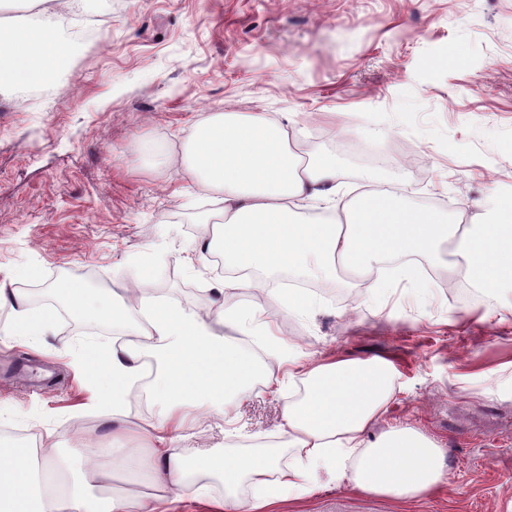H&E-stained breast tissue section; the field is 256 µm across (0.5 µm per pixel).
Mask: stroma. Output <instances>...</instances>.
Segmentation results:
<instances>
[{
    "mask_svg": "<svg viewBox=\"0 0 512 512\" xmlns=\"http://www.w3.org/2000/svg\"><path fill=\"white\" fill-rule=\"evenodd\" d=\"M95 2L64 19L96 34L72 44L44 93L0 91V280L36 311L48 283L136 281L188 310H258L314 358L389 357L395 400L373 431L421 430L445 451V481L397 502L329 479L281 512H512V291L462 298L447 257L432 254L410 278L401 261L384 267L380 302L350 275L328 279L336 297L313 294L305 314L226 288L195 250L223 223L222 204L178 162L207 114L264 112L287 123L297 153L337 159L336 213L393 189L412 208L484 223L512 202V0ZM147 257L152 273L137 280ZM91 323L71 312L35 342L0 339V365L27 366L0 379V442L27 444L37 461L52 449L74 473L88 470L81 442L112 443L73 351L104 342ZM268 370L281 387L257 381L227 415L200 417L187 454L274 443L278 466L293 462L278 445L281 406L302 382L278 360Z\"/></svg>",
    "mask_w": 512,
    "mask_h": 512,
    "instance_id": "1",
    "label": "stroma"
}]
</instances>
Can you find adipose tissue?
I'll return each mask as SVG.
<instances>
[{
  "mask_svg": "<svg viewBox=\"0 0 512 512\" xmlns=\"http://www.w3.org/2000/svg\"><path fill=\"white\" fill-rule=\"evenodd\" d=\"M34 17H0V88L49 83L69 53L59 37L53 0H22ZM183 165L205 191L217 193L224 222L200 239L199 254L221 253L225 268L246 270L228 280L231 288H259L256 271H303L330 278L345 267L370 295L387 286L382 264L396 255H419L449 245L454 265L466 279L484 287L512 285V204L494 209L484 224L451 223L434 209L408 207L391 191L369 192L348 208L344 221H301L302 209L335 203L338 169L328 156L302 160L292 150L287 129L260 113L214 112L199 120L186 143ZM77 315L108 316L128 335L112 347L79 345L77 356L97 387V401L111 408L113 446L129 433L126 396L146 365H154L151 395L157 421L142 432V454L124 452L97 461L88 489L45 461L42 472L29 464L24 444L0 448V512H172L181 487L197 470L219 475L224 497L217 512H279L320 487L324 476L355 489L396 501L421 497L448 473L439 446L411 427L373 434L393 400L394 367L383 356L336 357L312 361L289 358L301 371L304 394L282 408V433L296 453L294 465L277 469L272 455L211 452L190 458L179 445L181 433L207 407L226 412L267 373L257 354L236 336L255 332L276 345L267 324L255 314L225 308L215 314L186 310L173 301L133 299L115 303L111 294L67 281L58 289ZM10 307L14 336L36 337L54 321L52 310L32 311L10 283L0 282V308ZM136 475L147 470L159 489L144 497L112 490L116 470ZM251 481L255 493L242 499L237 489Z\"/></svg>",
  "mask_w": 512,
  "mask_h": 512,
  "instance_id": "ef3b65f1",
  "label": "adipose tissue"
}]
</instances>
